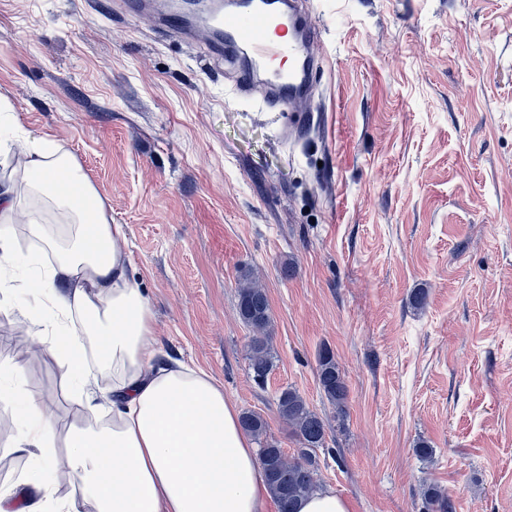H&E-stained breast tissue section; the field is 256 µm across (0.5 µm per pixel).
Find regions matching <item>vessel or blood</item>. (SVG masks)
Wrapping results in <instances>:
<instances>
[{"instance_id":"1","label":"vessel or blood","mask_w":512,"mask_h":512,"mask_svg":"<svg viewBox=\"0 0 512 512\" xmlns=\"http://www.w3.org/2000/svg\"><path fill=\"white\" fill-rule=\"evenodd\" d=\"M120 6L125 14L146 16L159 32L188 41L204 37V50L233 67L240 98L260 100L269 110L288 111L319 87L324 30L300 21L301 0H236L229 10L210 0L196 14L180 0H120Z\"/></svg>"}]
</instances>
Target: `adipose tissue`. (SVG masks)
I'll list each match as a JSON object with an SVG mask.
<instances>
[{
    "label": "adipose tissue",
    "mask_w": 512,
    "mask_h": 512,
    "mask_svg": "<svg viewBox=\"0 0 512 512\" xmlns=\"http://www.w3.org/2000/svg\"><path fill=\"white\" fill-rule=\"evenodd\" d=\"M24 153L20 169L0 176V271L18 261L9 226L25 216L30 238L51 258L37 279L43 343L80 409L95 408L86 391L87 349L111 367L112 425L62 426L15 386L19 362L1 358L0 401L19 407L17 447L37 459L39 475L25 498L1 486L0 512H268L265 471L223 387L191 366L157 365L151 306L127 275L122 226L111 223L69 153L37 137ZM49 211L69 224L68 241L48 231ZM61 474L74 487L63 498L56 495Z\"/></svg>",
    "instance_id": "1"
}]
</instances>
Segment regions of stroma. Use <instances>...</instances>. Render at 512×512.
I'll use <instances>...</instances> for the list:
<instances>
[{"instance_id": "35a3bbf8", "label": "stroma", "mask_w": 512, "mask_h": 512, "mask_svg": "<svg viewBox=\"0 0 512 512\" xmlns=\"http://www.w3.org/2000/svg\"><path fill=\"white\" fill-rule=\"evenodd\" d=\"M305 17L328 63L319 93L284 114L238 100L222 63L145 20L0 0L8 162L29 135L76 157L124 227L160 359L207 372L290 459L275 393L297 389L327 427L317 480L352 512H424L427 483L455 512H512V0H310ZM43 265L0 292V351L81 425L29 317ZM244 269L270 305L262 387L237 314ZM324 345L349 386L343 416L318 386ZM18 422L0 404V486L36 468L13 447Z\"/></svg>"}]
</instances>
